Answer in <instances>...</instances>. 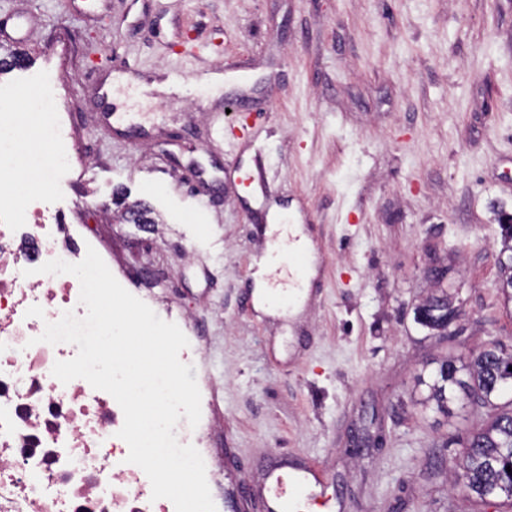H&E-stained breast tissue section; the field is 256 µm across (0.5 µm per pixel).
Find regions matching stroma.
<instances>
[{
    "instance_id": "obj_1",
    "label": "stroma",
    "mask_w": 512,
    "mask_h": 512,
    "mask_svg": "<svg viewBox=\"0 0 512 512\" xmlns=\"http://www.w3.org/2000/svg\"><path fill=\"white\" fill-rule=\"evenodd\" d=\"M13 14L33 63L0 85L27 100L52 67L75 144L54 180L47 148L16 167V197L54 194L123 287L194 326L217 505L261 512L253 484L292 460L324 471L300 512H512L451 484L484 412L414 403L423 362L512 348L492 213H512V0H0ZM128 64L153 87L112 88L132 139L93 110ZM119 192L158 224L121 221ZM273 214L311 247L292 314L250 297ZM434 264L462 301L445 339L413 320Z\"/></svg>"
}]
</instances>
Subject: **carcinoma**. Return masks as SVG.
I'll return each mask as SVG.
<instances>
[{"label": "carcinoma", "instance_id": "carcinoma-1", "mask_svg": "<svg viewBox=\"0 0 512 512\" xmlns=\"http://www.w3.org/2000/svg\"><path fill=\"white\" fill-rule=\"evenodd\" d=\"M503 210L497 211L503 247L497 260L501 283L512 287V223L502 222ZM436 281L438 291L428 295L416 307V323L440 336L446 328L444 305L452 302L448 290ZM512 350L493 344L468 356L448 357L419 378L426 387L421 404L426 409L449 411V404L463 397L474 407L490 410L489 419L480 430L469 435L464 445L469 452L458 463L467 493L482 499L492 492L502 503L512 507V400H497L512 389Z\"/></svg>", "mask_w": 512, "mask_h": 512}]
</instances>
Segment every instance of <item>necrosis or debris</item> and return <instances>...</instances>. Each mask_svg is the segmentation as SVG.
I'll return each instance as SVG.
<instances>
[{"label": "necrosis or debris", "instance_id": "necrosis-or-debris-1", "mask_svg": "<svg viewBox=\"0 0 512 512\" xmlns=\"http://www.w3.org/2000/svg\"><path fill=\"white\" fill-rule=\"evenodd\" d=\"M10 173L0 168V512H175L170 500L152 499L144 471L127 462L116 400L51 373L77 347L41 342L46 323L86 309L75 276L38 268L82 261L87 242L50 198L18 204Z\"/></svg>", "mask_w": 512, "mask_h": 512}]
</instances>
